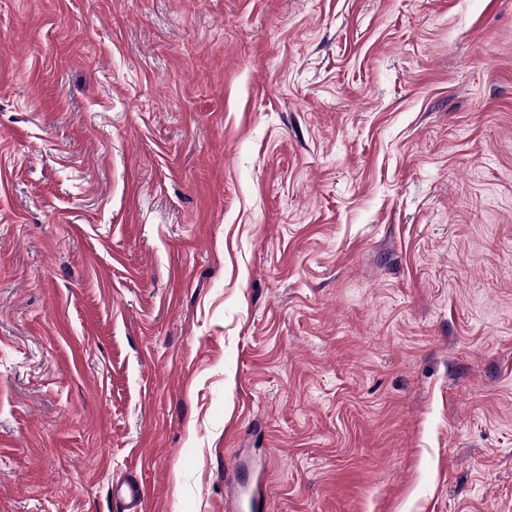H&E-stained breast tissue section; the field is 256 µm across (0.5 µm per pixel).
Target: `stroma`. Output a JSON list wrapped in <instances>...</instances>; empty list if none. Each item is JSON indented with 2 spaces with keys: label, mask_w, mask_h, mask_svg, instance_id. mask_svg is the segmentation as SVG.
Segmentation results:
<instances>
[{
  "label": "stroma",
  "mask_w": 512,
  "mask_h": 512,
  "mask_svg": "<svg viewBox=\"0 0 512 512\" xmlns=\"http://www.w3.org/2000/svg\"><path fill=\"white\" fill-rule=\"evenodd\" d=\"M512 512V0H0V512ZM112 495L121 503L123 512H142L143 488L132 472L112 480Z\"/></svg>",
  "instance_id": "stroma-1"
}]
</instances>
